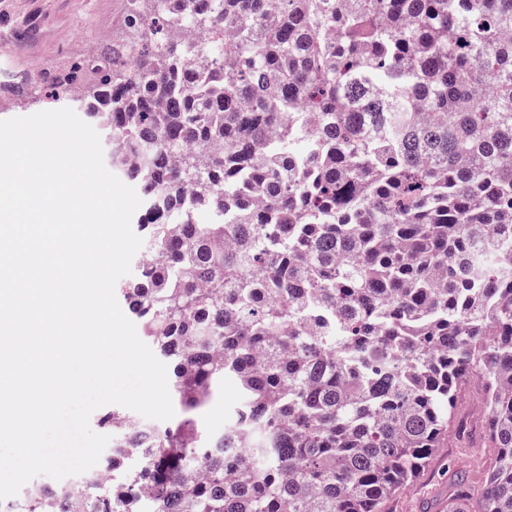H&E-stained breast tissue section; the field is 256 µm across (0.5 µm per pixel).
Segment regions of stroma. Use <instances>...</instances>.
I'll list each match as a JSON object with an SVG mask.
<instances>
[{
  "label": "stroma",
  "instance_id": "obj_1",
  "mask_svg": "<svg viewBox=\"0 0 512 512\" xmlns=\"http://www.w3.org/2000/svg\"><path fill=\"white\" fill-rule=\"evenodd\" d=\"M126 0H0V120L55 109L51 82L89 46L103 49L124 30ZM239 400L233 385L217 391L195 417L206 433H223ZM496 451L437 449L424 477L391 503V512H448L456 471L477 472Z\"/></svg>",
  "mask_w": 512,
  "mask_h": 512
}]
</instances>
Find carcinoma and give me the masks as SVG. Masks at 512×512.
<instances>
[{"label":"carcinoma","instance_id":"obj_1","mask_svg":"<svg viewBox=\"0 0 512 512\" xmlns=\"http://www.w3.org/2000/svg\"><path fill=\"white\" fill-rule=\"evenodd\" d=\"M128 4L53 97L84 85L147 201L121 295L188 415L103 414L108 481L0 512H389L450 432L497 453L448 512H512V0ZM238 400V390L233 385L224 384V390L217 391L209 403L195 413L199 427L210 435L223 433L230 411ZM458 417L476 421L483 411V395L480 387L470 383L462 387L459 393Z\"/></svg>","mask_w":512,"mask_h":512}]
</instances>
